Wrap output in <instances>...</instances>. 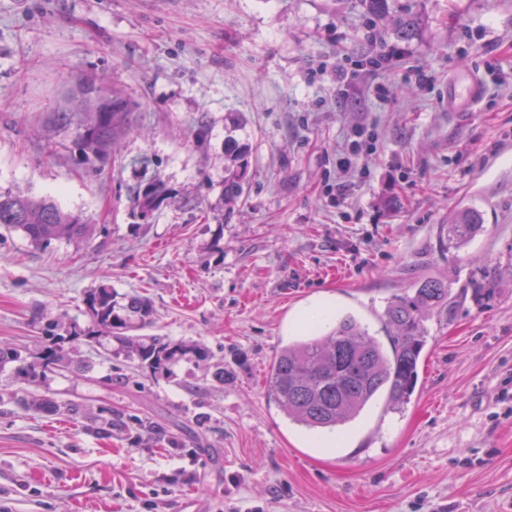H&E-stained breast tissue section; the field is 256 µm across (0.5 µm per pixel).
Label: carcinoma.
Masks as SVG:
<instances>
[{
  "mask_svg": "<svg viewBox=\"0 0 512 512\" xmlns=\"http://www.w3.org/2000/svg\"><path fill=\"white\" fill-rule=\"evenodd\" d=\"M71 108L62 113V121L78 116L74 145L87 162H101L112 154L116 139L131 130L132 103L123 94L105 87L96 76H79L70 94ZM247 152L235 143L224 145V203L233 205L244 192L243 176L234 165ZM164 197L159 185L148 183L133 201V210L145 217L156 210ZM0 227L20 230L33 245L52 239L82 240L92 225L80 214L62 211L45 198L22 192L0 191ZM480 230L477 216L462 210L448 224V247L466 245ZM512 272L495 265H484L465 285L480 301L493 297L504 275ZM454 295L448 282L435 279L422 281L411 294L394 297L384 312L385 325L390 328V346L371 336L367 327L352 316H346L325 334L316 331L294 340L277 353L267 383L268 396L289 420L309 429L333 430L358 418L381 393L390 410L399 411L413 394L417 366L426 344L425 321L449 309ZM94 328L78 327L68 336H58L44 357L45 365L66 367L73 362L71 351L64 344L98 339V331L114 328L138 330L152 323L150 301L141 296L129 299L127 310L139 315V324L132 325L120 314L112 289L103 287L86 298ZM126 347L136 355L141 366L153 373L167 372L186 354L206 357L198 344L173 342L159 336L143 339L123 338ZM15 362L27 371L26 359L19 350L0 345V363Z\"/></svg>",
  "mask_w": 512,
  "mask_h": 512,
  "instance_id": "1",
  "label": "carcinoma"
}]
</instances>
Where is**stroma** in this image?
I'll list each match as a JSON object with an SVG mask.
<instances>
[{
    "label": "stroma",
    "mask_w": 512,
    "mask_h": 512,
    "mask_svg": "<svg viewBox=\"0 0 512 512\" xmlns=\"http://www.w3.org/2000/svg\"><path fill=\"white\" fill-rule=\"evenodd\" d=\"M389 4L374 20L362 0H0V190L94 226L41 246L0 232V342L36 361L91 327L85 298L109 287L151 300L146 335L209 354L155 375L118 341L80 344L34 383L0 365V512H512V282L481 305L463 292L512 262V0ZM83 73L137 103L93 164L59 112ZM470 74L483 95L454 111ZM229 138L249 146L232 206ZM354 140L355 170L338 169ZM155 179L168 199L133 215ZM460 209L483 230L452 251ZM421 276L460 301L427 321L409 403L334 430L288 420L267 378L305 312L383 342L388 299ZM30 392L57 410L27 409Z\"/></svg>",
    "instance_id": "stroma-1"
}]
</instances>
